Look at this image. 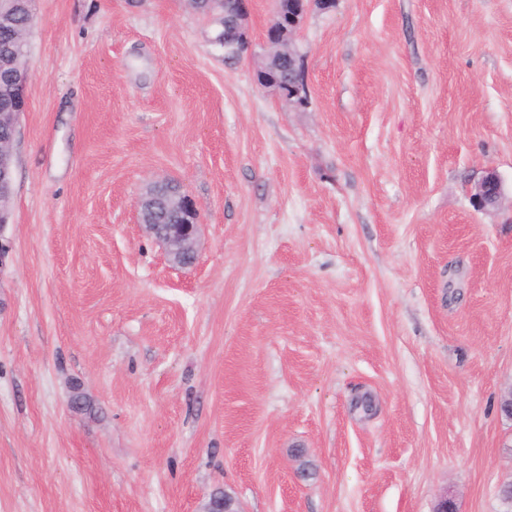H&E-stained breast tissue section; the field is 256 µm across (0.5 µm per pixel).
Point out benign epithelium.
<instances>
[{
    "instance_id": "7a95c632",
    "label": "benign epithelium",
    "mask_w": 512,
    "mask_h": 512,
    "mask_svg": "<svg viewBox=\"0 0 512 512\" xmlns=\"http://www.w3.org/2000/svg\"><path fill=\"white\" fill-rule=\"evenodd\" d=\"M303 9L299 15L284 27L280 24L279 9L272 12L271 25L275 26L277 35L272 40H266V54L257 69V81L265 89L272 90L278 98L297 108H303L308 102L309 90L305 81L303 57L296 56L297 79L282 89L272 73L274 67L270 59L286 50L292 49V39L300 27L304 16L313 6H322L329 0H299ZM240 11L236 18L240 40L232 46L224 48L238 59L256 56L250 36L249 17L250 0H239ZM30 71L27 67H18L14 61L0 64V95L8 100L0 101V120L7 117L13 122H19V117L26 110ZM14 165V144H0V200L12 197V168ZM471 196L477 207L481 209L494 208L499 205L504 196L503 185L494 172L488 173L471 190ZM164 209L176 216L186 215V221L179 224H157L158 209ZM137 220L143 231L164 249L168 262L175 268H185L197 260V241L200 228V213L193 201L181 188H172L166 192L160 188V183L149 181L135 203ZM203 512H241L235 495L226 491L223 499L212 494L205 504Z\"/></svg>"
}]
</instances>
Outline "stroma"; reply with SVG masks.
I'll use <instances>...</instances> for the list:
<instances>
[{
    "label": "stroma",
    "mask_w": 512,
    "mask_h": 512,
    "mask_svg": "<svg viewBox=\"0 0 512 512\" xmlns=\"http://www.w3.org/2000/svg\"><path fill=\"white\" fill-rule=\"evenodd\" d=\"M33 8L0 512H202L221 487L242 512H505L512 0L311 9L303 110L186 0ZM149 178L201 213L192 267L137 222ZM471 196L480 209L495 208L504 196L503 185L494 172H489L471 190Z\"/></svg>",
    "instance_id": "1"
}]
</instances>
